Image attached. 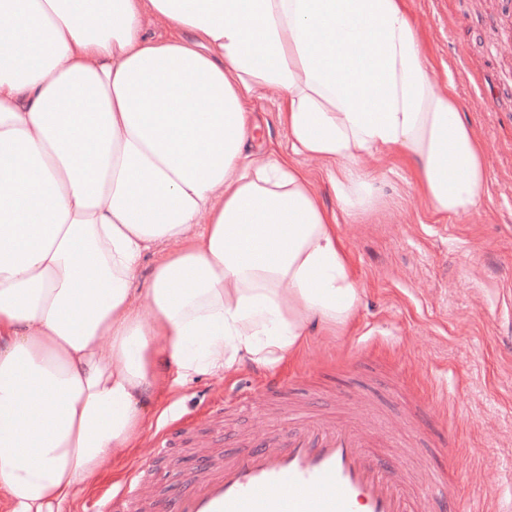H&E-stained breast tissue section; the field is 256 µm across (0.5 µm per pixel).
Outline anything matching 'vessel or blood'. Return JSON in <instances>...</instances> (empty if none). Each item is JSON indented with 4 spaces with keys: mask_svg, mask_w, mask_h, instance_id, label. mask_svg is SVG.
Listing matches in <instances>:
<instances>
[{
    "mask_svg": "<svg viewBox=\"0 0 512 512\" xmlns=\"http://www.w3.org/2000/svg\"><path fill=\"white\" fill-rule=\"evenodd\" d=\"M289 383L284 375L266 377L209 411L211 432L197 442L207 451L205 463L178 497H135L141 472L132 468L98 512H436L442 482H417L397 456L375 451L368 400L341 415L314 400L272 411L270 401ZM227 414L250 419L249 429L226 434L220 419ZM192 425L182 418L161 430L156 454H168Z\"/></svg>",
    "mask_w": 512,
    "mask_h": 512,
    "instance_id": "b4317fda",
    "label": "vessel or blood"
}]
</instances>
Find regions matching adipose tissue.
Here are the masks:
<instances>
[{"label":"adipose tissue","mask_w":512,"mask_h":512,"mask_svg":"<svg viewBox=\"0 0 512 512\" xmlns=\"http://www.w3.org/2000/svg\"><path fill=\"white\" fill-rule=\"evenodd\" d=\"M384 157L432 216L488 195L409 0H0V512H62L189 379L345 326L336 226L377 210ZM254 112H264V121L258 132L259 140L271 142L276 149H288V136L280 124L276 105V94L269 93L264 98L256 100L253 104ZM298 163L307 169L311 176L319 183L322 199L326 206L330 209L335 208L336 201L333 192L331 191L328 182L322 177V172L326 167V164L303 157L298 158Z\"/></svg>","instance_id":"obj_1"}]
</instances>
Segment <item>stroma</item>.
Instances as JSON below:
<instances>
[{"instance_id": "35a3bbf8", "label": "stroma", "mask_w": 512, "mask_h": 512, "mask_svg": "<svg viewBox=\"0 0 512 512\" xmlns=\"http://www.w3.org/2000/svg\"><path fill=\"white\" fill-rule=\"evenodd\" d=\"M431 57L448 66L446 78L463 102L465 118L486 145L489 191L470 220L433 221L407 169L384 160L382 207L337 225L361 303L342 329H319L277 364L298 378L295 399L319 396L348 407L367 396L385 431L407 421L422 438L421 462L453 481L475 512L512 506V57L498 54L501 0H411ZM464 44L466 60L454 48ZM492 91L494 110L475 111L474 95ZM266 369L245 363L221 377L188 381L179 398L162 399L153 428L206 412L226 395L255 385ZM436 382L446 402L428 400ZM459 447L449 458L445 444ZM194 448L155 457L152 447L115 463L94 488L65 512H97L100 496L140 466L148 486L176 494L197 464Z\"/></svg>"}]
</instances>
